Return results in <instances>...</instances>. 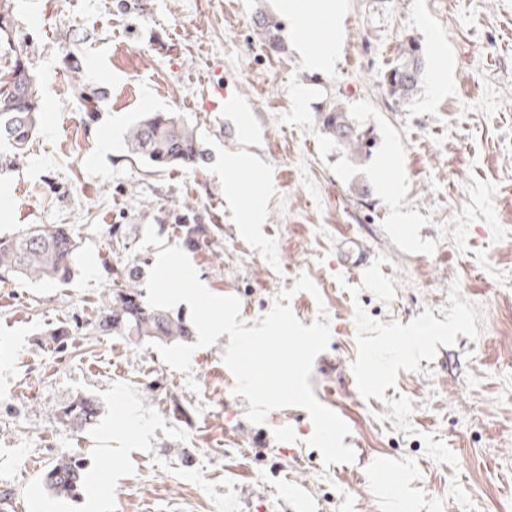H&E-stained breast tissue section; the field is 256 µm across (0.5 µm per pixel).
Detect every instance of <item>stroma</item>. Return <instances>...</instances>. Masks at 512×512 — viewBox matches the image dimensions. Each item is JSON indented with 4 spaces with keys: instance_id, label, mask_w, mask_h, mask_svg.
<instances>
[{
    "instance_id": "1",
    "label": "stroma",
    "mask_w": 512,
    "mask_h": 512,
    "mask_svg": "<svg viewBox=\"0 0 512 512\" xmlns=\"http://www.w3.org/2000/svg\"><path fill=\"white\" fill-rule=\"evenodd\" d=\"M343 4L341 56L315 73L294 43L322 40L321 21L293 31L271 0H13L42 120L21 158L0 145V236L29 224L80 236L67 283H0V490L26 512H512V0ZM411 41L426 73L402 101L383 78ZM73 51L103 91L88 126L63 64ZM218 79L247 101L240 149L259 168L224 169V115L197 98ZM333 101L373 132L370 157L324 134ZM146 112L180 113L208 164L133 157L127 132ZM184 223L223 225L187 256L211 292L239 297L248 326L300 274L315 283L290 307L306 326L322 309L330 319L309 382L348 425L354 462L324 465L303 408L247 421L228 335L186 373L116 334L58 352L50 332L94 316L110 268L149 271ZM353 241L375 256L370 282L342 259ZM78 393L101 404L80 430L56 419ZM60 455L85 463L78 497L41 483Z\"/></svg>"
}]
</instances>
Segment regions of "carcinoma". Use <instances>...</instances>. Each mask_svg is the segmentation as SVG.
Here are the masks:
<instances>
[{"label":"carcinoma","instance_id":"cac0c4a2","mask_svg":"<svg viewBox=\"0 0 512 512\" xmlns=\"http://www.w3.org/2000/svg\"><path fill=\"white\" fill-rule=\"evenodd\" d=\"M4 47L10 50V57L0 70V141L8 143L14 156L19 157L38 129L40 105L29 74L26 50L15 35L11 0H0V49ZM64 65L72 77L71 94L88 104L84 120L90 121L93 118L90 105L99 99V91L80 80L82 62L75 54H67ZM423 72L419 47L411 42L385 75L389 93L399 99L410 98L418 90ZM322 127L325 134L352 155L358 158L370 155L371 132L361 129L339 103H330L324 111ZM128 143L135 155L157 169L201 167L208 161L194 129L176 112L145 113L130 128ZM184 232L186 244L198 247L210 237L211 229L204 224H186ZM77 249V233L65 224H35L15 236L0 237V283L18 276L31 281L63 282L73 272ZM137 273L136 268L126 269L120 284L113 289L95 319L77 323L75 328L86 336L118 333L136 343L189 341L193 331L185 321L151 308L141 300ZM99 412L97 400L80 394L59 408L56 419L62 424L82 428L92 424ZM42 483L52 496L74 497L83 483V463L70 456H59L42 475Z\"/></svg>","mask_w":512,"mask_h":512}]
</instances>
